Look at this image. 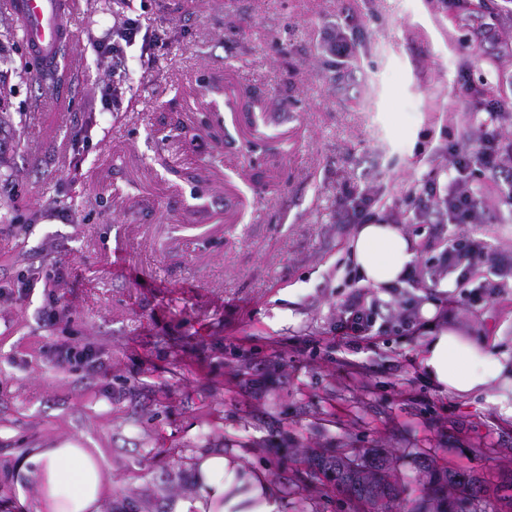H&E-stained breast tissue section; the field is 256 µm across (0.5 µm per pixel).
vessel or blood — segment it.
<instances>
[{
  "mask_svg": "<svg viewBox=\"0 0 512 512\" xmlns=\"http://www.w3.org/2000/svg\"><path fill=\"white\" fill-rule=\"evenodd\" d=\"M75 0H0L25 35L29 55L39 67L51 68L73 39L68 24Z\"/></svg>",
  "mask_w": 512,
  "mask_h": 512,
  "instance_id": "b4317fda",
  "label": "vessel or blood"
}]
</instances>
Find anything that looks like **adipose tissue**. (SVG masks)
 I'll list each match as a JSON object with an SVG mask.
<instances>
[{"mask_svg":"<svg viewBox=\"0 0 512 512\" xmlns=\"http://www.w3.org/2000/svg\"><path fill=\"white\" fill-rule=\"evenodd\" d=\"M351 252L362 283L373 288L395 284L416 257L413 241L395 224L359 226ZM421 366L441 391L459 397L492 392L493 403L512 415L505 395L512 390V354H493L453 326L432 325L421 351ZM17 470L38 489L33 512H99L108 480L104 457L78 440L39 449ZM196 484L198 495L178 500L173 512H279L268 483L224 454L199 456Z\"/></svg>","mask_w":512,"mask_h":512,"instance_id":"1","label":"adipose tissue"}]
</instances>
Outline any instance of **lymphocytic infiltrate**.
Here are the masks:
<instances>
[{"mask_svg": "<svg viewBox=\"0 0 512 512\" xmlns=\"http://www.w3.org/2000/svg\"><path fill=\"white\" fill-rule=\"evenodd\" d=\"M141 30L140 18L128 15L125 8L120 6L112 12L111 26L103 29L97 38L99 52L111 59L112 81L101 98L107 111L117 112L121 109L122 97L130 79L126 50L135 44ZM474 162L492 171L507 172L512 168V145L500 151L487 146L473 157L455 159L451 163L453 173L448 178L444 195H437L434 181H424L420 189L411 193L413 216L392 210L384 217L388 224H404L409 218L415 217L433 224H451L459 228L458 238L448 242L441 251L437 267L445 273L455 274V284L459 287L486 271L503 278L512 276V265L503 263L489 251L483 239L468 231L470 225L487 221L485 208L466 180V172ZM377 315L375 305L367 303L364 295H357L343 310L341 335L351 342L373 339Z\"/></svg>", "mask_w": 512, "mask_h": 512, "instance_id": "lymphocytic-infiltrate-1", "label": "lymphocytic infiltrate"}]
</instances>
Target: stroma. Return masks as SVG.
Instances as JSON below:
<instances>
[{
	"instance_id": "1",
	"label": "stroma",
	"mask_w": 512,
	"mask_h": 512,
	"mask_svg": "<svg viewBox=\"0 0 512 512\" xmlns=\"http://www.w3.org/2000/svg\"><path fill=\"white\" fill-rule=\"evenodd\" d=\"M112 0H79L66 52L82 82L62 110L0 15V506L33 512L20 461L71 437L110 467L100 512H171L199 455L238 458L280 512H359L305 450L391 448L405 497L422 461L488 483L512 469V417L488 395L439 391L420 365L426 332L407 302L492 352L512 351V278L447 304L453 277L363 287L344 223L347 192L412 210L409 186L476 148L512 143V0H143L153 63L128 48L121 112L90 43ZM355 44L326 53L333 23ZM481 111H474V104ZM499 117L489 121L487 107ZM504 176L492 223L474 226L512 261ZM434 266L454 226L408 224ZM388 324L337 334L357 291ZM92 346L100 366L57 362Z\"/></svg>"
}]
</instances>
